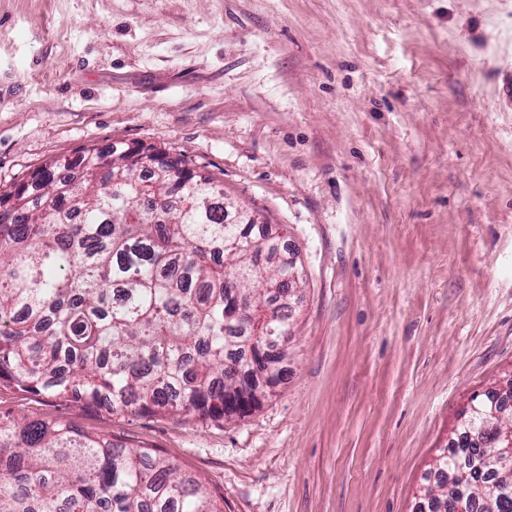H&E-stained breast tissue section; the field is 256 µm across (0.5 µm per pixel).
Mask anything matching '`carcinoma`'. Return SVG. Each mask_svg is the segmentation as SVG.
I'll return each instance as SVG.
<instances>
[{
	"label": "carcinoma",
	"instance_id": "1",
	"mask_svg": "<svg viewBox=\"0 0 512 512\" xmlns=\"http://www.w3.org/2000/svg\"><path fill=\"white\" fill-rule=\"evenodd\" d=\"M115 144L22 176L0 212V385L112 414L240 417L259 404L265 337L288 329L287 266L264 224H228L224 194L195 170L160 179ZM434 468L428 512H512V483L484 463L499 430L471 399ZM0 512H222L195 475L156 449L62 420L0 417Z\"/></svg>",
	"mask_w": 512,
	"mask_h": 512
}]
</instances>
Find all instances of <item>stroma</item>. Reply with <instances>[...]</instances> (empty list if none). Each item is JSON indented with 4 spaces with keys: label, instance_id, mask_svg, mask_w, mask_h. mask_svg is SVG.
Returning a JSON list of instances; mask_svg holds the SVG:
<instances>
[{
    "label": "stroma",
    "instance_id": "1",
    "mask_svg": "<svg viewBox=\"0 0 512 512\" xmlns=\"http://www.w3.org/2000/svg\"><path fill=\"white\" fill-rule=\"evenodd\" d=\"M512 0H0V184L114 143L210 176L299 252L281 382L244 417L0 416L154 448L224 512H417L512 376Z\"/></svg>",
    "mask_w": 512,
    "mask_h": 512
}]
</instances>
